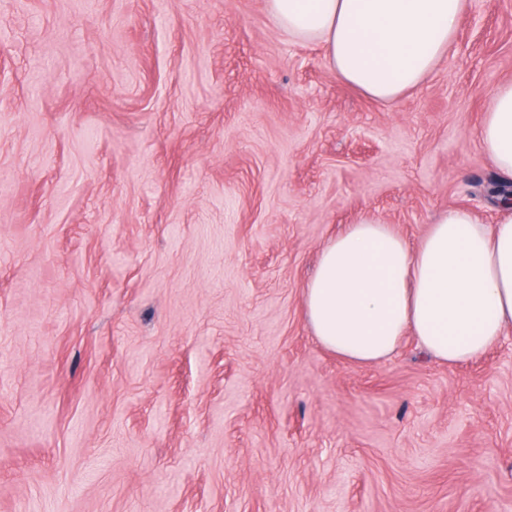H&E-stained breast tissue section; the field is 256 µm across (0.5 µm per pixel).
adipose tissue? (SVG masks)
<instances>
[{"instance_id": "obj_1", "label": "adipose tissue", "mask_w": 512, "mask_h": 512, "mask_svg": "<svg viewBox=\"0 0 512 512\" xmlns=\"http://www.w3.org/2000/svg\"><path fill=\"white\" fill-rule=\"evenodd\" d=\"M292 39L316 42L337 77L390 104L447 54L468 0H265ZM482 151L512 181V82L499 85L478 130ZM318 342L357 366L380 364L413 334L433 360L482 358L512 326V203L494 223L443 212L417 246L367 214L330 239L303 290Z\"/></svg>"}]
</instances>
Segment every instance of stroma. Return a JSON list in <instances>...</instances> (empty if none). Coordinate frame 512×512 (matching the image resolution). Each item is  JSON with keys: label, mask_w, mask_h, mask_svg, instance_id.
<instances>
[{"label": "stroma", "mask_w": 512, "mask_h": 512, "mask_svg": "<svg viewBox=\"0 0 512 512\" xmlns=\"http://www.w3.org/2000/svg\"><path fill=\"white\" fill-rule=\"evenodd\" d=\"M512 0L384 105L265 0H0V512H512V330L360 367L302 292L378 215L496 219ZM492 100L479 127L478 141L499 175L512 181V82L499 85Z\"/></svg>", "instance_id": "1"}]
</instances>
